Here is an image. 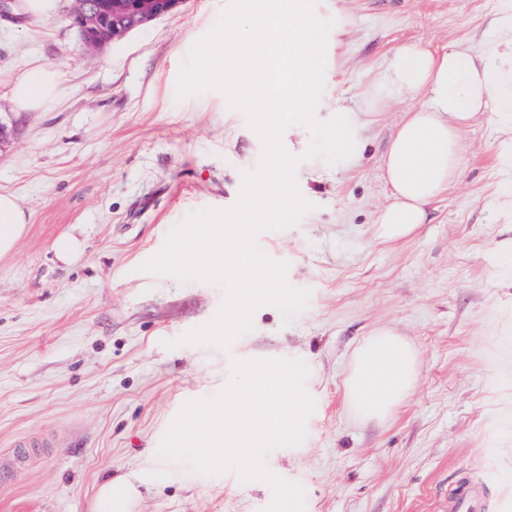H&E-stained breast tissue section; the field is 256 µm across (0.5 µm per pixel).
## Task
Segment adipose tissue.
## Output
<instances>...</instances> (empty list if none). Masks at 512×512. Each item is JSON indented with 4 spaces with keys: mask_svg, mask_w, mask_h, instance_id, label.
<instances>
[{
    "mask_svg": "<svg viewBox=\"0 0 512 512\" xmlns=\"http://www.w3.org/2000/svg\"><path fill=\"white\" fill-rule=\"evenodd\" d=\"M61 71L39 63L12 84L18 109L39 111L60 96ZM404 95L425 96L426 103L404 112L383 156L390 202L379 216V234L396 240L412 235L425 221V207L456 182L460 171V134L482 110L501 126L512 127V15L498 18L478 50L425 46L397 49L383 83L366 92L378 102L383 86ZM336 169L358 158L366 129L352 107L337 105ZM28 217L17 199L0 193V256L22 235ZM418 368L415 350L397 333L380 330L356 349L344 381L345 399L362 419L381 420L411 393Z\"/></svg>",
    "mask_w": 512,
    "mask_h": 512,
    "instance_id": "ef3b65f1",
    "label": "adipose tissue"
}]
</instances>
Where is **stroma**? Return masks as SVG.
<instances>
[{"instance_id":"stroma-1","label":"stroma","mask_w":512,"mask_h":512,"mask_svg":"<svg viewBox=\"0 0 512 512\" xmlns=\"http://www.w3.org/2000/svg\"><path fill=\"white\" fill-rule=\"evenodd\" d=\"M0 15V193L16 196L29 222L0 258V460L21 437L31 449L17 482L0 490V512H93L99 484L135 489L129 512H263L272 490L235 471L201 476L156 452L182 405L218 393L233 360L300 358L316 401L307 437L272 450L275 474L300 483L306 512H440L462 479L479 484L487 512H512L502 485L498 429L490 421L512 387L497 364L512 359V128L481 113L461 135L459 178L428 207L415 236L377 237L388 202L382 155L403 112L426 103L387 90L377 108L366 89L397 48H477L512 0H317L329 34L319 118L336 103L372 112L365 147L337 171L304 159L310 134L287 130L302 156L296 176L314 203L299 224L265 231L259 247L289 264L287 280L310 290L290 323L265 305L253 331L229 348L166 340L210 321L221 286L140 272L189 213L237 200L261 141L216 91L176 98L179 65L228 0H183L111 49L87 50L72 27L74 0L45 18ZM62 72L58 101L20 112L14 79L34 63ZM81 243L62 261L55 242ZM378 329L416 351L411 395L385 420L366 421L344 399L358 345Z\"/></svg>"}]
</instances>
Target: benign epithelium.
Returning <instances> with one entry per match:
<instances>
[{
    "label": "benign epithelium",
    "instance_id": "7a95c632",
    "mask_svg": "<svg viewBox=\"0 0 512 512\" xmlns=\"http://www.w3.org/2000/svg\"><path fill=\"white\" fill-rule=\"evenodd\" d=\"M183 0H77L72 24L83 44L99 49L148 21L171 13Z\"/></svg>",
    "mask_w": 512,
    "mask_h": 512
}]
</instances>
